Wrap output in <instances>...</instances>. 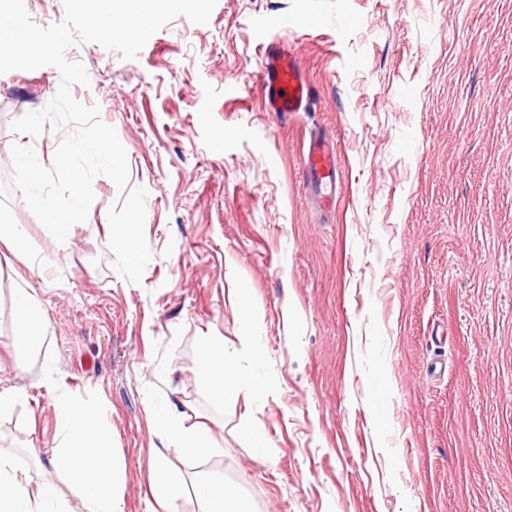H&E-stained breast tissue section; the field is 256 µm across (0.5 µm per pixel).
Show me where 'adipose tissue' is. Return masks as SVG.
I'll use <instances>...</instances> for the list:
<instances>
[{"instance_id": "1", "label": "adipose tissue", "mask_w": 512, "mask_h": 512, "mask_svg": "<svg viewBox=\"0 0 512 512\" xmlns=\"http://www.w3.org/2000/svg\"><path fill=\"white\" fill-rule=\"evenodd\" d=\"M13 306L15 342L21 349H34L49 322L36 298L26 290L15 292ZM194 375L197 383L219 401L232 393L254 400L266 399L270 394L266 377L257 370L241 372L233 360L225 357L224 344L216 338L202 343ZM150 412L155 434L164 448L152 466L150 494L166 507L182 496L183 483L168 467L165 450L193 453L212 449L213 444L204 430L186 427L168 400L154 401ZM54 462L76 484L83 512H119L120 472L114 460L111 429L98 408L61 404ZM195 493L203 512H252L249 503L229 484L203 481L196 484ZM0 512L63 510L53 484H43L38 492H30L18 479L14 461L0 456Z\"/></svg>"}]
</instances>
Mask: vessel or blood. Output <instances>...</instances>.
<instances>
[{
  "label": "vessel or blood",
  "instance_id": "1",
  "mask_svg": "<svg viewBox=\"0 0 512 512\" xmlns=\"http://www.w3.org/2000/svg\"><path fill=\"white\" fill-rule=\"evenodd\" d=\"M266 111L287 117L305 110L312 89L298 57L284 44L265 48L257 74ZM302 186L311 202L320 209L335 207L340 189V164L333 137H311L303 156Z\"/></svg>",
  "mask_w": 512,
  "mask_h": 512
}]
</instances>
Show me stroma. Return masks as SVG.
I'll return each instance as SVG.
<instances>
[{
	"mask_svg": "<svg viewBox=\"0 0 512 512\" xmlns=\"http://www.w3.org/2000/svg\"><path fill=\"white\" fill-rule=\"evenodd\" d=\"M265 39L288 43L314 91L285 119L255 82ZM65 56L85 65L72 94L115 129L130 177L123 191L96 177L62 243L9 197L44 258L0 245V389L27 393L0 418V454L30 488L52 482L81 512L52 457L60 404L88 402L112 424L121 512H152L146 405L164 398L220 446L166 452L185 484L167 512H201L202 478L254 512H512V0H217L208 24L177 17L137 59L96 43ZM60 80L0 74V178L15 143L51 166L65 129L11 124ZM318 129L343 182L325 217L300 184ZM127 224L141 259L115 237ZM19 288L49 319L29 352L13 347ZM246 305L272 394L218 402L197 352L217 337L250 369ZM249 424L269 460L242 439ZM243 435L252 448L255 458L269 459V440L263 429L257 426H249L243 430Z\"/></svg>",
	"mask_w": 512,
	"mask_h": 512,
	"instance_id": "1",
	"label": "stroma"
}]
</instances>
